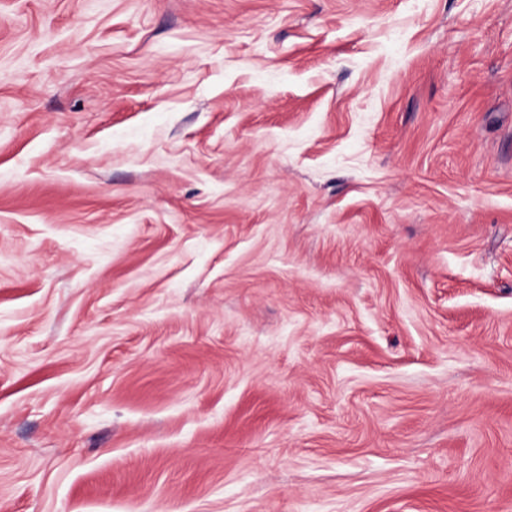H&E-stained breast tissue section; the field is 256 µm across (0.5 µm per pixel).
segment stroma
Segmentation results:
<instances>
[{
    "instance_id": "1",
    "label": "stroma",
    "mask_w": 512,
    "mask_h": 512,
    "mask_svg": "<svg viewBox=\"0 0 512 512\" xmlns=\"http://www.w3.org/2000/svg\"><path fill=\"white\" fill-rule=\"evenodd\" d=\"M0 512H512V0H0Z\"/></svg>"
}]
</instances>
